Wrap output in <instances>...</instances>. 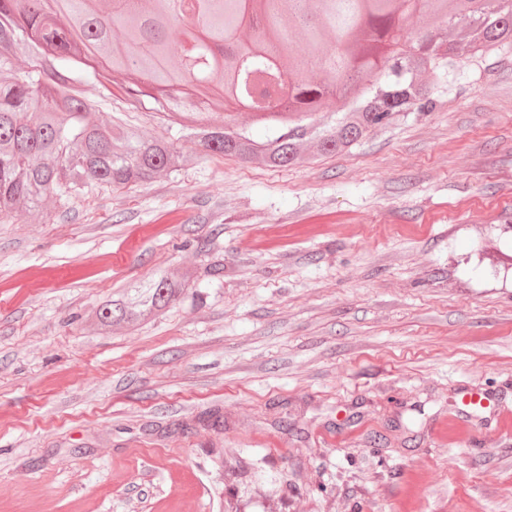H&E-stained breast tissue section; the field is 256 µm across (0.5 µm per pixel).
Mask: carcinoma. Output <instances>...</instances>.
Returning <instances> with one entry per match:
<instances>
[{
	"instance_id": "1",
	"label": "carcinoma",
	"mask_w": 512,
	"mask_h": 512,
	"mask_svg": "<svg viewBox=\"0 0 512 512\" xmlns=\"http://www.w3.org/2000/svg\"><path fill=\"white\" fill-rule=\"evenodd\" d=\"M48 10L33 0H0V215L19 206L39 208L53 192L67 196L88 184L124 188L175 170L187 157L173 145L145 137L138 128L114 133L96 118L94 104L80 89L83 68L96 78L106 71L92 65L99 56L112 68L128 72L129 82L110 91L123 109L144 106L143 81L167 90L166 106L190 112L182 125L212 159L235 156L258 159L270 169L287 168L303 159L310 143L316 154H344L363 138L411 110L432 106L425 76L437 68L453 42L435 34L417 42L404 38L407 18L396 0H317L318 28L296 48V30L287 18L295 0H255L264 20L253 46L237 39L249 0H183L185 15L169 14L166 0H56ZM423 6H452L445 11L448 28L467 32L472 54L496 45H512V13L492 17L461 16L462 0H421ZM278 47L295 67L297 81L288 101L314 105L325 85L309 75V59L338 51L355 71L385 72L389 80L372 84L356 105L322 116L309 125L298 118L286 125L280 112H266L273 122L256 140L234 123L232 115L213 122L225 102L267 104L284 90L266 54ZM253 54L237 72L224 49ZM27 60L19 67L16 61ZM193 274H158L134 284L118 298L103 301L95 318L103 327H134L162 316L187 290Z\"/></svg>"
}]
</instances>
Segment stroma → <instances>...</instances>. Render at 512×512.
I'll list each match as a JSON object with an SVG mask.
<instances>
[{"mask_svg":"<svg viewBox=\"0 0 512 512\" xmlns=\"http://www.w3.org/2000/svg\"><path fill=\"white\" fill-rule=\"evenodd\" d=\"M431 87L272 170L86 75L100 119L194 160L0 217V512H512V425L437 433L465 385L512 413V45ZM184 269L163 316L92 322Z\"/></svg>","mask_w":512,"mask_h":512,"instance_id":"1","label":"stroma"}]
</instances>
